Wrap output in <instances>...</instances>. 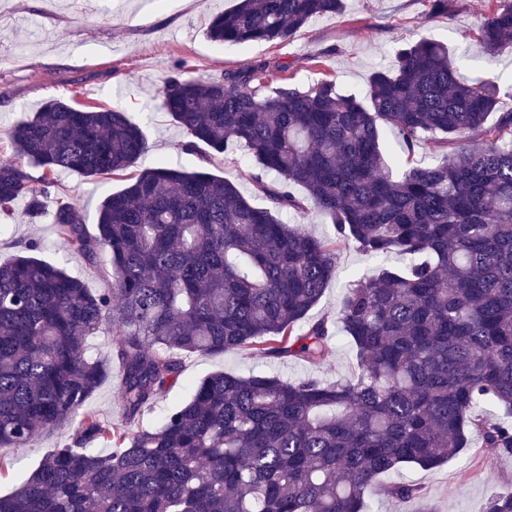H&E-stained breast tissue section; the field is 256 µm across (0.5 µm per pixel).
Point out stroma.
<instances>
[{"label": "stroma", "instance_id": "35a3bbf8", "mask_svg": "<svg viewBox=\"0 0 512 512\" xmlns=\"http://www.w3.org/2000/svg\"><path fill=\"white\" fill-rule=\"evenodd\" d=\"M71 3L0 0L5 12L0 19V157L12 153L8 133L13 127L28 120L46 99L65 96L82 104L120 108L140 126L150 150L139 160V167L163 164L188 171L203 167L248 194L258 169L246 148L212 155L206 163L185 153V130L158 106L163 78L179 67L193 76L219 77L228 70L268 61L287 65L295 83L307 85L328 75L345 92L361 96L371 72L391 64L398 44L427 37L457 51L467 48L483 0H460L451 18L430 14L425 0H346L343 15L313 19L280 43L238 45H224L206 36L209 19L233 7L236 0H89L80 14L73 12ZM511 76L512 55L507 54L478 56L460 71L467 82H501L499 107L504 111H512V87L506 84ZM123 186L117 178H89L64 171L47 205L73 202L92 229L101 201ZM24 209V201H17L14 218H0V264L25 254L32 243L35 257L80 278L93 291L111 289V277L71 251L57 225L46 217L30 223ZM373 267V261L354 244L341 247L336 255V278L311 311V319L336 324L346 284ZM355 368L353 348L341 336L334 339L329 360L316 366L247 351L191 354L184 357L176 384L157 396L140 423H157L170 407L189 397L195 383L216 372L268 374L289 381L308 376L333 380L352 376ZM120 382V370H113L86 403L87 410L104 423L124 422ZM73 434L70 428L47 430L34 447L0 448V493L21 485L46 453L69 443ZM394 483L417 487L437 512H486L491 495L512 484V454L485 451L474 443L437 468L403 466L380 477V491L367 499L368 512H398V504L384 491Z\"/></svg>", "mask_w": 512, "mask_h": 512}]
</instances>
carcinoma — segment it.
<instances>
[{
	"instance_id": "cac0c4a2",
	"label": "carcinoma",
	"mask_w": 512,
	"mask_h": 512,
	"mask_svg": "<svg viewBox=\"0 0 512 512\" xmlns=\"http://www.w3.org/2000/svg\"><path fill=\"white\" fill-rule=\"evenodd\" d=\"M427 2L451 18L458 0ZM344 4L238 0L207 36L274 44ZM474 45L512 54V0H486ZM461 64L445 43L401 44L362 98L333 77L308 88L274 79L268 63L167 76L161 107L186 131L183 149L206 161L245 146L260 170L253 195L271 207L222 176L158 165L104 198L94 234L70 202L51 214L70 249L110 273L111 292L33 256L0 265V447L75 427L72 443L0 494V512H365L380 475L444 464L473 436L512 453V111L496 112L499 83L461 81ZM389 132L397 172L381 149ZM428 133L441 135V158L414 166ZM9 139L0 214L23 199L34 222L58 172L122 175L148 152L124 112L64 98L42 103ZM310 202L336 238L278 218ZM349 242L370 258H410L347 287L339 319L356 352L352 377L216 372L156 425L138 426L188 354L326 362L328 321L301 323ZM105 325L122 368V428L84 411L112 374L88 351ZM386 491L418 499L411 485ZM486 512H512V487Z\"/></svg>"
}]
</instances>
